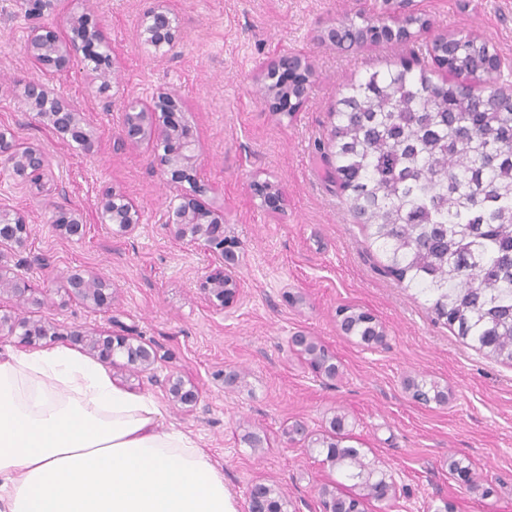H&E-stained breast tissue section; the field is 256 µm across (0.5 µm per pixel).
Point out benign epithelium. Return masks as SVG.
<instances>
[{"label":"benign epithelium","mask_w":512,"mask_h":512,"mask_svg":"<svg viewBox=\"0 0 512 512\" xmlns=\"http://www.w3.org/2000/svg\"><path fill=\"white\" fill-rule=\"evenodd\" d=\"M59 0H19L20 9L29 21L26 55L31 64L46 75L68 71L77 60L91 64V79L100 82L98 90L110 88L107 77L116 71V59L104 52L108 45L103 26L94 23L89 14L70 13L58 19ZM414 0H384L387 19L399 14L414 16ZM139 37L143 44L160 51L174 49L180 41V29L170 0H150L142 13ZM406 31L400 28L382 30L364 29L359 34L360 43L393 42L405 39ZM266 88V106L283 108L277 91L288 85L295 75L311 76V66L306 57L281 54L261 67ZM24 97L31 111L62 136H69L83 150H94V139L84 127L81 113L60 97L50 83L32 80L24 85ZM188 107L168 90H158L148 100L127 99L122 113L120 145L124 148L145 149L153 155L154 162L166 182L176 189L179 203L170 207L167 229L177 241L200 249L215 257L199 281L203 299L212 307L231 309L243 295V285L236 272L237 258L224 237V213L204 200L207 188L198 184L194 172L201 164V149L192 127L185 119ZM0 163L11 167L15 177L24 182L39 183L47 174L48 160L43 150L33 143L20 141L8 129L0 130ZM188 183L190 189L183 188ZM254 196L274 214L283 211L284 198L278 188L268 180L255 178L250 183ZM100 213L108 217L112 234L126 237L141 224L138 206L116 189L107 191L100 202ZM58 231L66 237H82L87 225L75 209L61 208L54 215ZM33 233L25 214L19 210H0V249L5 247L21 252L26 249ZM65 291L69 299L81 304H91L103 309L112 304V283L97 274L74 271L66 278ZM10 296L22 305H43L40 288L30 282L9 276L0 265V296ZM0 334L16 336L19 343L36 346L42 340L64 338L98 361L111 367L116 358L124 359L122 366L137 374H151L157 361V352L141 336L116 331H99L76 328L66 336L55 331L52 322L45 318H16L0 314ZM290 344L308 356L310 366L320 377L336 378L337 367L328 348L315 337L297 332ZM169 401L189 412L199 401V390L172 375L161 382ZM285 438L293 443L306 442L308 450L323 456L322 463L333 464L334 448H319L311 440L307 428L296 422L283 429ZM322 512H348L336 487L321 484L316 489ZM397 484L392 477L380 473L370 477L353 498L363 503L370 499H393ZM246 512H288V499L276 485L262 482L252 484L246 494Z\"/></svg>","instance_id":"benign-epithelium-1"}]
</instances>
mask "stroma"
Here are the masks:
<instances>
[{
  "instance_id": "1",
  "label": "stroma",
  "mask_w": 512,
  "mask_h": 512,
  "mask_svg": "<svg viewBox=\"0 0 512 512\" xmlns=\"http://www.w3.org/2000/svg\"><path fill=\"white\" fill-rule=\"evenodd\" d=\"M181 42L168 53L142 44L147 0H61L65 12L92 8L119 61L108 93H99L85 63L52 79L81 112L95 139L85 154L28 109L23 86L40 73L24 51L27 21L17 0H0V129L39 145L49 174L22 183L0 168V206L24 212L34 232L24 252L5 251L0 264L43 288V307L0 300L19 317L52 318L59 331L127 328L155 346V373L194 381L196 411L174 406L147 378L112 371L130 392L153 395L161 422L189 433L224 472L245 505L252 483L279 484L297 512H320L318 484L337 480L317 454L281 435L300 421L320 434L333 416L346 419V445L373 467L391 472L396 498L384 512H512V365L476 350L434 321L422 295L401 288L367 250L366 231L350 215L328 173L324 154L336 102L351 78L384 68L409 53L423 56L441 34L491 39L509 64L512 83V0H420L430 26L414 45H364L350 50L321 42L320 31L380 0H171ZM305 53L312 66L309 96L293 115L269 112L259 68L271 58ZM160 88L187 101L186 118L202 151L201 181L222 207L228 238L238 241L239 304L219 310L198 290L210 255L175 241L165 225L176 192L154 170L148 152L120 147L125 97L149 99ZM281 190L285 206L268 213L249 188L253 178ZM122 190L141 211L127 237L102 224L99 204ZM78 209L84 237L66 238L51 216ZM75 270L112 282L111 309L72 302L63 290ZM370 313L385 331L367 346L337 327L341 307ZM299 331L336 355L335 379L315 376L289 348ZM240 371L237 386L222 373ZM436 382L446 402L416 400L408 379ZM469 463L479 486L470 490L449 469Z\"/></svg>"
}]
</instances>
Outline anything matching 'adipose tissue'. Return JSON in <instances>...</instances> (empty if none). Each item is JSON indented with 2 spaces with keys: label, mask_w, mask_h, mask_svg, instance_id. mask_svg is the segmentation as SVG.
Masks as SVG:
<instances>
[{
  "label": "adipose tissue",
  "mask_w": 512,
  "mask_h": 512,
  "mask_svg": "<svg viewBox=\"0 0 512 512\" xmlns=\"http://www.w3.org/2000/svg\"><path fill=\"white\" fill-rule=\"evenodd\" d=\"M161 415L74 349L0 353V512H238L223 471Z\"/></svg>",
  "instance_id": "obj_1"
}]
</instances>
